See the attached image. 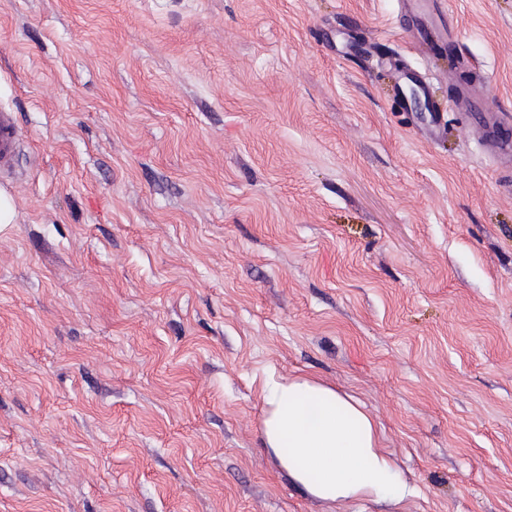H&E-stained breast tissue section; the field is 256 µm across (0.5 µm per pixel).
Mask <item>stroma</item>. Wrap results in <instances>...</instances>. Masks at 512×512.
Masks as SVG:
<instances>
[{"instance_id": "1", "label": "stroma", "mask_w": 512, "mask_h": 512, "mask_svg": "<svg viewBox=\"0 0 512 512\" xmlns=\"http://www.w3.org/2000/svg\"><path fill=\"white\" fill-rule=\"evenodd\" d=\"M0 0V512H512V0ZM365 404L415 495L312 498L268 382ZM472 118L474 122L487 132L486 142L491 150L498 156L509 160L512 164V132H510V121L508 116L495 117L493 112H483L479 106H471ZM492 119V120H491ZM19 152V134L14 112L0 108V175L11 173Z\"/></svg>"}]
</instances>
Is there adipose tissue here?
<instances>
[{"mask_svg":"<svg viewBox=\"0 0 512 512\" xmlns=\"http://www.w3.org/2000/svg\"><path fill=\"white\" fill-rule=\"evenodd\" d=\"M264 444L289 477L328 502L397 504L414 494L354 398L311 377L274 382L264 397Z\"/></svg>","mask_w":512,"mask_h":512,"instance_id":"obj_1","label":"adipose tissue"}]
</instances>
